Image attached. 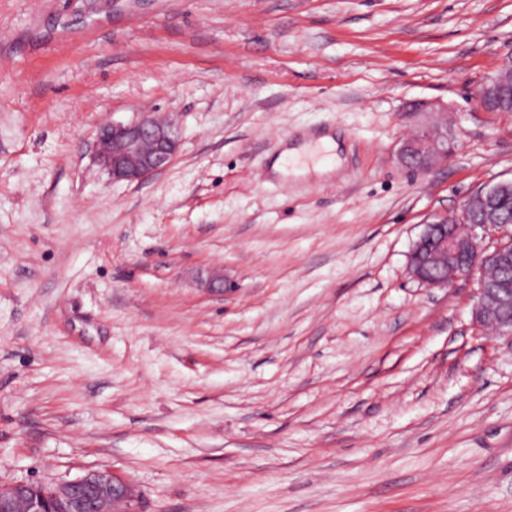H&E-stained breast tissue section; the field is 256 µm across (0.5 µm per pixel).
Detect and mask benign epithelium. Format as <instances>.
<instances>
[{
  "label": "benign epithelium",
  "mask_w": 512,
  "mask_h": 512,
  "mask_svg": "<svg viewBox=\"0 0 512 512\" xmlns=\"http://www.w3.org/2000/svg\"><path fill=\"white\" fill-rule=\"evenodd\" d=\"M511 86L512 57L479 88L477 105L491 111L502 90ZM178 148L173 126L146 115L129 124L101 126L94 142V158L112 181L133 183L167 168ZM398 156L402 165L417 171L432 168L448 156V130L423 128L403 142ZM510 196L512 181H502L478 194L486 204L481 218L472 215L471 203L466 202L459 210L426 224L409 254V270L416 280L439 288H451L481 271L473 321L512 339V318L502 316L504 309L512 308V280L488 277L492 270L502 273L512 268V225L501 223L497 210L498 203ZM487 235L496 240L491 249L481 245V237ZM132 501L130 486L109 469L91 470L49 490L26 483L0 485V512H130Z\"/></svg>",
  "instance_id": "1"
}]
</instances>
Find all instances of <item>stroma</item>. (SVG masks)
Here are the masks:
<instances>
[{
    "label": "stroma",
    "mask_w": 512,
    "mask_h": 512,
    "mask_svg": "<svg viewBox=\"0 0 512 512\" xmlns=\"http://www.w3.org/2000/svg\"><path fill=\"white\" fill-rule=\"evenodd\" d=\"M511 56L512 0H0V484L512 512V339L476 329V280L408 267L512 179V113L475 101ZM149 113L174 160L112 181L98 127ZM439 122L447 159L400 164ZM323 134L339 165L273 171Z\"/></svg>",
    "instance_id": "stroma-1"
}]
</instances>
